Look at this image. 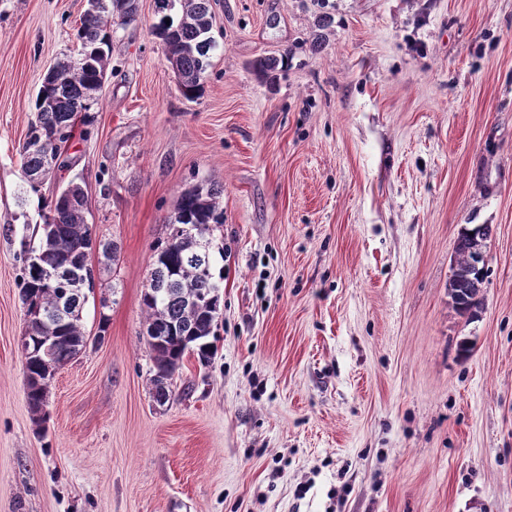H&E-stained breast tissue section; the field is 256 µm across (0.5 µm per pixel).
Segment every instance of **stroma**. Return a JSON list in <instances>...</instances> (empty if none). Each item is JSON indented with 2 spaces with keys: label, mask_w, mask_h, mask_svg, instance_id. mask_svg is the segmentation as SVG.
<instances>
[{
  "label": "stroma",
  "mask_w": 512,
  "mask_h": 512,
  "mask_svg": "<svg viewBox=\"0 0 512 512\" xmlns=\"http://www.w3.org/2000/svg\"><path fill=\"white\" fill-rule=\"evenodd\" d=\"M137 6L39 189L80 184L94 243L88 346L40 423L18 148L87 3L0 0V512H512V0H212L194 101ZM197 184L224 191L217 353L161 405L142 294ZM463 224L493 227L474 320L448 297Z\"/></svg>",
  "instance_id": "35a3bbf8"
}]
</instances>
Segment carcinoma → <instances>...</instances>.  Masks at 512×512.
<instances>
[{"label": "carcinoma", "mask_w": 512, "mask_h": 512, "mask_svg": "<svg viewBox=\"0 0 512 512\" xmlns=\"http://www.w3.org/2000/svg\"><path fill=\"white\" fill-rule=\"evenodd\" d=\"M135 0H93L77 29L80 49L50 67L35 96V119L20 145L23 183L33 192L50 173L39 142L53 139L62 144L71 136L75 117L99 103L112 46L114 17L131 21ZM210 0H171L152 27L174 70L181 95L193 101L205 89V73L219 43L212 34ZM71 200L58 199L42 213L41 236L28 250L37 263L25 259L20 284L26 317V341L22 349L27 381L26 398L35 413L43 410L49 368H57L86 350L81 328L86 302L85 286L91 284L88 254L93 247L86 222L82 188H68ZM223 189L201 184L182 191L174 216L168 222L166 241L149 264L143 294L146 344L153 361V397L168 402L171 380L188 354L201 364L211 362L209 341L217 327L224 275L215 271L214 232L224 224ZM467 238L459 234L456 267L449 281L455 307L468 312L477 306L476 294L459 272L468 264ZM53 346L51 356L44 345Z\"/></svg>", "instance_id": "obj_1"}]
</instances>
